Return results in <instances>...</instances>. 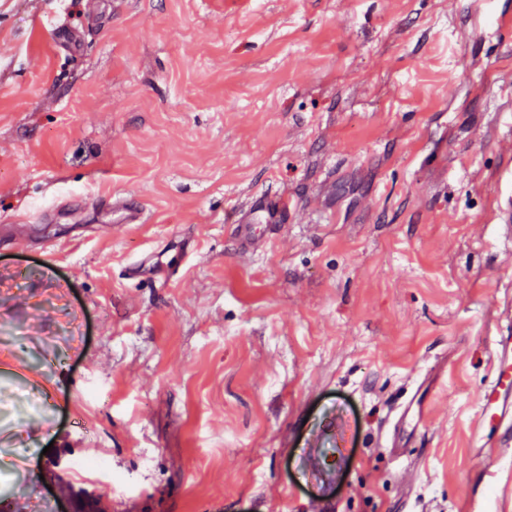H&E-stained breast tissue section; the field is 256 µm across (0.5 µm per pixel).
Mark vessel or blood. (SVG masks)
Listing matches in <instances>:
<instances>
[{
	"label": "vessel or blood",
	"instance_id": "b4317fda",
	"mask_svg": "<svg viewBox=\"0 0 512 512\" xmlns=\"http://www.w3.org/2000/svg\"><path fill=\"white\" fill-rule=\"evenodd\" d=\"M474 16L488 17L497 32L512 40V15L498 9L493 0H470ZM114 208L125 224H142L146 211L135 197L115 201ZM427 421L413 405L393 418L385 446L395 458H403L402 436L407 428L426 427ZM472 450L488 463L471 475L476 490L458 512H512V299L499 309V326L493 338L490 374L476 402Z\"/></svg>",
	"mask_w": 512,
	"mask_h": 512
}]
</instances>
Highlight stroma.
Segmentation results:
<instances>
[{"label": "stroma", "mask_w": 512, "mask_h": 512, "mask_svg": "<svg viewBox=\"0 0 512 512\" xmlns=\"http://www.w3.org/2000/svg\"><path fill=\"white\" fill-rule=\"evenodd\" d=\"M506 192L512 45L466 0H0V392L44 407L0 413V512H456ZM113 208L121 213L122 224H144L146 222V211L143 203L136 197L119 198L113 204ZM414 396L409 400L408 404L400 410L393 418L391 429L386 437L385 447L396 459L403 458L402 436L407 428H424L428 427L427 421L422 413L414 409Z\"/></svg>", "instance_id": "35a3bbf8"}]
</instances>
